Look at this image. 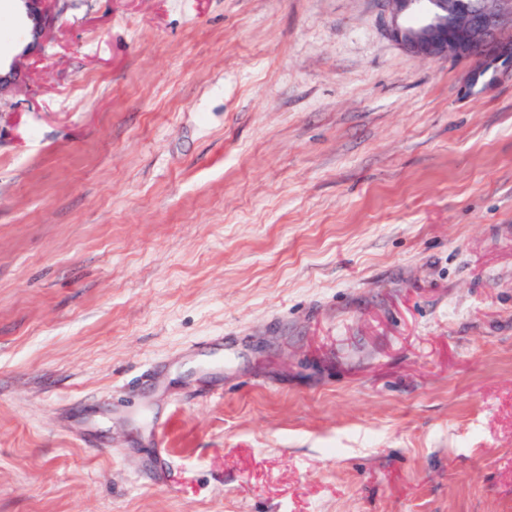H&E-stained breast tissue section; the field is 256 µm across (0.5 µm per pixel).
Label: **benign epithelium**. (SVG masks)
I'll list each match as a JSON object with an SVG mask.
<instances>
[{"label":"benign epithelium","instance_id":"benign-epithelium-1","mask_svg":"<svg viewBox=\"0 0 512 512\" xmlns=\"http://www.w3.org/2000/svg\"><path fill=\"white\" fill-rule=\"evenodd\" d=\"M30 22L26 50L40 47L59 21L51 8L58 0H22ZM391 37L419 60L452 59L475 62L472 87L494 65L512 68V0H385Z\"/></svg>","mask_w":512,"mask_h":512}]
</instances>
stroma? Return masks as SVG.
I'll list each match as a JSON object with an SVG mask.
<instances>
[{
	"label": "stroma",
	"mask_w": 512,
	"mask_h": 512,
	"mask_svg": "<svg viewBox=\"0 0 512 512\" xmlns=\"http://www.w3.org/2000/svg\"><path fill=\"white\" fill-rule=\"evenodd\" d=\"M0 97V512H512V71L385 0H63Z\"/></svg>",
	"instance_id": "35a3bbf8"
}]
</instances>
